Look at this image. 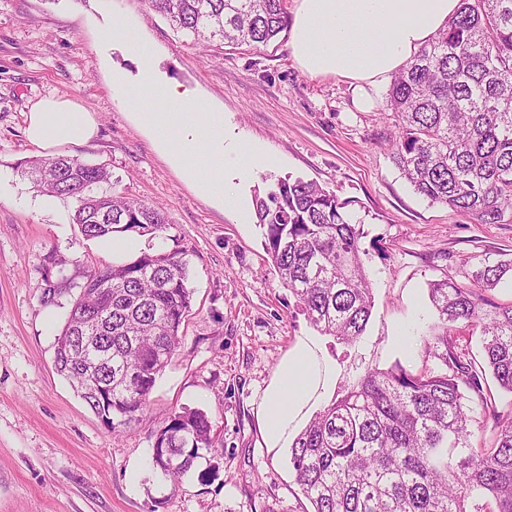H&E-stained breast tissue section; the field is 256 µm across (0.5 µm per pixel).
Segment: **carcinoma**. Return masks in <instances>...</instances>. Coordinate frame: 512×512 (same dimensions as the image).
<instances>
[{
	"label": "carcinoma",
	"instance_id": "1",
	"mask_svg": "<svg viewBox=\"0 0 512 512\" xmlns=\"http://www.w3.org/2000/svg\"><path fill=\"white\" fill-rule=\"evenodd\" d=\"M197 42L268 44L288 28L284 0H148ZM387 107L398 123L392 162L433 203L499 224L512 218V0H461L459 12L396 73ZM35 187L76 200L88 239L156 234L163 208L100 188L101 166L67 155L24 170ZM281 284L323 335L352 343L366 330L372 291L363 231L347 203L313 181L277 182L253 201ZM512 282V260L481 259L470 284H429L437 313L424 338L435 367L372 368L295 437L290 462L313 512H512V413L491 385L512 394V302L488 292ZM56 339L54 363L112 430L143 413L157 376L180 345L192 310L188 266L177 253L144 252L92 271ZM479 332L473 354L467 336ZM494 421L490 444L474 430ZM212 420L173 416L157 434L153 468L176 478L214 448Z\"/></svg>",
	"mask_w": 512,
	"mask_h": 512
}]
</instances>
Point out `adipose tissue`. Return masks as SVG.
<instances>
[{
	"label": "adipose tissue",
	"instance_id": "1",
	"mask_svg": "<svg viewBox=\"0 0 512 512\" xmlns=\"http://www.w3.org/2000/svg\"><path fill=\"white\" fill-rule=\"evenodd\" d=\"M460 0H298L290 27L291 54L313 77L347 81L361 104L442 29ZM94 113L71 100L45 99L27 114V141L48 152L82 145L95 135ZM331 370L320 365L311 340L289 350L262 395L259 417L266 447L286 445Z\"/></svg>",
	"mask_w": 512,
	"mask_h": 512
}]
</instances>
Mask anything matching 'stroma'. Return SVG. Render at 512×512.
<instances>
[{
  "instance_id": "stroma-1",
  "label": "stroma",
  "mask_w": 512,
  "mask_h": 512,
  "mask_svg": "<svg viewBox=\"0 0 512 512\" xmlns=\"http://www.w3.org/2000/svg\"><path fill=\"white\" fill-rule=\"evenodd\" d=\"M135 27L160 81L194 91L223 113L239 142L270 163L237 185L238 210L200 195L112 88L136 78L139 58L112 43ZM288 33L247 46L204 48L173 31L147 0H0V512H310L289 449L266 448L262 393L302 336L315 337L334 382L327 406L367 369L424 365L436 323L430 281L463 280L475 260L512 254V224H481L414 193L390 158L394 121L386 86L362 106L348 82L313 78ZM94 112L98 131L65 155L111 171L125 196L163 207L168 224L143 236L146 252H175L189 268L192 311L138 422L111 431L54 368L56 338L87 271L108 265L72 221L76 203L23 175L42 153L25 138L26 114L46 97ZM317 182L345 201L364 235L374 306L349 346L318 334L267 261L256 193L277 180ZM59 289L45 302L49 286ZM408 337L400 346L398 337ZM186 409L214 423L215 448L185 475L153 469L156 434Z\"/></svg>"
}]
</instances>
